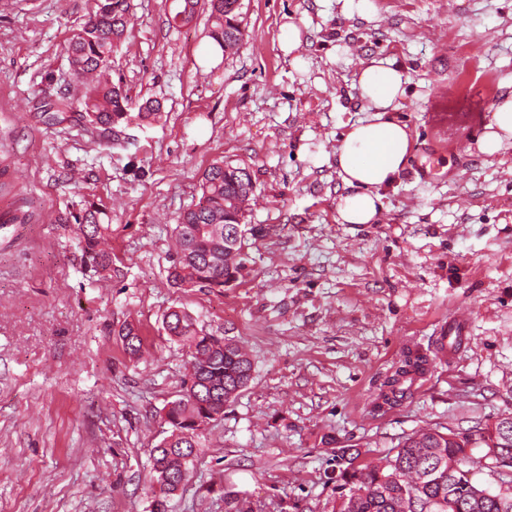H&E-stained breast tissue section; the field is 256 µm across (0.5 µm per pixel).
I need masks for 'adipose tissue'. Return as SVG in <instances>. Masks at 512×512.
I'll list each match as a JSON object with an SVG mask.
<instances>
[{
  "mask_svg": "<svg viewBox=\"0 0 512 512\" xmlns=\"http://www.w3.org/2000/svg\"><path fill=\"white\" fill-rule=\"evenodd\" d=\"M403 72L388 58L362 64L357 86L369 115L350 125L336 149V169L344 192L336 204L342 224H374L383 211L382 188L394 182L408 162L412 143L408 127L397 117L405 95ZM512 142V89L496 103L481 153L495 154Z\"/></svg>",
  "mask_w": 512,
  "mask_h": 512,
  "instance_id": "obj_1",
  "label": "adipose tissue"
}]
</instances>
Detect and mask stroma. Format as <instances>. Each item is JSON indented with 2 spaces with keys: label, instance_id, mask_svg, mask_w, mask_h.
Returning a JSON list of instances; mask_svg holds the SVG:
<instances>
[{
  "label": "stroma",
  "instance_id": "obj_1",
  "mask_svg": "<svg viewBox=\"0 0 512 512\" xmlns=\"http://www.w3.org/2000/svg\"><path fill=\"white\" fill-rule=\"evenodd\" d=\"M130 4L112 80L161 110L113 146L41 110L76 87L65 47L95 0H0V212L29 216L0 230V512H152L149 452L188 367L162 326L173 307L253 371L168 512H332L334 449L375 464L415 431L512 414V143L478 149L512 83V0H243L241 47L207 69V10L183 23L182 0ZM369 57L408 78L413 147L381 221L341 224L335 152L367 116ZM219 159L249 166L246 221L264 233L235 287H170L176 218ZM89 203L112 226L108 279L85 271L70 221ZM453 324L461 343L439 352ZM409 351L428 365L383 403ZM121 338L126 353L130 359H137L141 355L142 340L139 333V328L133 322H126L123 324L118 332Z\"/></svg>",
  "mask_w": 512,
  "mask_h": 512
}]
</instances>
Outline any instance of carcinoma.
I'll return each mask as SVG.
<instances>
[{"label": "carcinoma", "instance_id": "carcinoma-1", "mask_svg": "<svg viewBox=\"0 0 512 512\" xmlns=\"http://www.w3.org/2000/svg\"><path fill=\"white\" fill-rule=\"evenodd\" d=\"M211 9L210 37L221 49L234 48L243 40L241 0H207ZM130 23L129 0H97V10L73 35L66 47L76 81L83 89L77 95L65 93L45 104L49 120L62 123L76 118L91 134L118 142L115 126L131 121L128 98L121 87L108 79L112 52L125 36ZM254 183L248 168L229 161H216L203 173L198 201L184 211L174 228L176 255L169 269L173 288L223 290L243 275L248 260L249 240L263 236L258 225H243L245 238L240 243L224 236V214L240 216L234 201L252 190ZM78 239L86 269L103 276L112 275V225L101 220V211L87 205L74 215ZM163 328L170 340L184 348L189 356L190 395L167 408L171 426L169 438L151 450L152 467L149 488L164 475L181 476L191 472L193 461H180L182 449L199 445L202 431L197 423L213 422L210 413L234 399L251 380L253 363L249 355L226 338L203 332L184 309L170 310L163 316ZM126 353L132 359L141 355L139 328L132 322L118 332ZM423 358L407 356L404 366L387 378L384 402L397 401L404 394L402 385L421 368ZM472 438L466 433L428 429L413 432L399 443L394 456L382 467L356 464L360 453L348 448L334 454L336 481L347 498L338 512H512V479L507 486L492 492L474 480L466 448ZM485 447L503 449L493 460L499 468H512V436L499 434V424L480 432ZM457 468L448 471V461Z\"/></svg>", "mask_w": 512, "mask_h": 512}]
</instances>
